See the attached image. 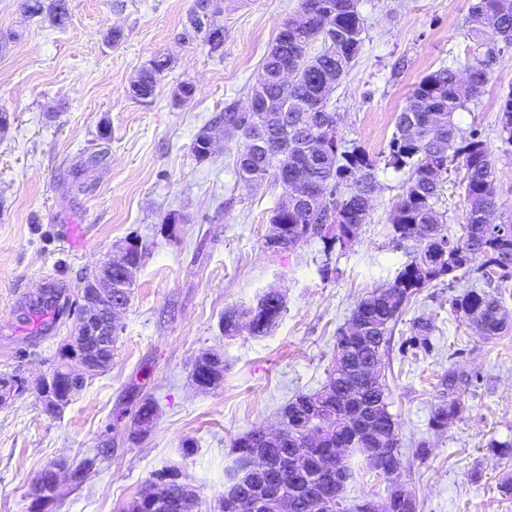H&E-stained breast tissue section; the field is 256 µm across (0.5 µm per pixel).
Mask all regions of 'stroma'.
I'll return each mask as SVG.
<instances>
[{"instance_id":"35a3bbf8","label":"stroma","mask_w":512,"mask_h":512,"mask_svg":"<svg viewBox=\"0 0 512 512\" xmlns=\"http://www.w3.org/2000/svg\"><path fill=\"white\" fill-rule=\"evenodd\" d=\"M301 0H224V47L210 52L177 35L193 0H69L63 29L31 18L19 0H0V30L19 37L0 46V379L23 393L0 402V512H33L29 487L55 462L98 456L81 488L60 483L53 512H121L163 469L178 471L202 512L224 493L232 444L255 429L277 428L296 395L319 390L336 355V337L370 292L387 287L406 261L388 235L389 214L406 173L384 156L395 117L420 79L465 59L473 0H360L364 42L334 89L348 147L375 161L378 189L370 215L347 251L321 240L288 250L267 246L269 218L282 185L239 182L236 135L225 132V105H248L262 60ZM120 28V45L105 39ZM171 60L153 97L129 93L139 70ZM193 98L174 100L182 83ZM512 87L505 49L480 99L457 112L461 136L478 132L497 159L496 200L512 214V146L498 134L503 90ZM109 139H102V128ZM209 128L213 151L196 159L192 143ZM460 165L445 174L437 207L459 231L465 202ZM135 241L142 264L121 318L111 367L87 380L59 413L45 412L36 385L76 324L82 279ZM57 288L64 305L46 338L23 307ZM280 290L285 311L267 335L225 336L229 310L255 307ZM455 291L434 282L404 306L384 357L389 410L399 433L402 489L418 512H512V457L494 442L512 438V331L487 339L451 312ZM434 326L419 337L415 324ZM215 352L224 378L203 392L191 381L195 359ZM468 381L455 394L449 369ZM158 417L140 439L128 436L144 398ZM455 399L447 428L435 409Z\"/></svg>"}]
</instances>
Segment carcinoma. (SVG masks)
<instances>
[{
  "mask_svg": "<svg viewBox=\"0 0 512 512\" xmlns=\"http://www.w3.org/2000/svg\"><path fill=\"white\" fill-rule=\"evenodd\" d=\"M359 0H301L296 15L279 30L262 61V82L252 86L249 106L240 111L235 105L224 107V124L240 132L241 141L234 156L239 181L248 187L259 186L271 177L286 189L312 197L306 209L296 212L272 210L270 223L285 225L282 241L275 249L286 250L301 242L320 238L327 249L346 251L356 240L360 225L367 222L377 190L375 162L365 153L342 146L340 118L328 109L324 77L336 73L340 81L362 48L365 22L358 9ZM21 8L55 28H65L71 20L68 0H21ZM224 13V0H217L206 27L184 29L183 39L201 40L217 51L224 46V26L217 17ZM468 38L474 42L473 54L465 61L442 64L425 75L409 94L395 118V132L388 145L385 165L407 171L404 192L390 217L391 242L403 248L407 262L398 269L389 287L360 300L355 314L366 321L364 337L349 353L342 349L345 331L338 332L337 352L325 386L328 398L323 411L307 415L300 403L320 398V393L301 394L284 406L294 412L288 422V441L261 444L248 433L232 444L234 462L254 452L280 458L297 451L294 433L309 430L321 434L316 446L306 449V474L302 477L297 512H323L309 503L319 485L309 477L326 469L335 448L353 444V424L362 413L361 404L349 398L354 376L349 365L372 361L382 364L403 306L416 292L436 282L453 285L481 262L486 287L468 288L450 301L452 312L472 323H485L484 338L499 336L508 322L491 317V305L504 307L502 288L512 279V224L502 221L494 196L486 187L497 179V166L488 144L474 135L465 138L454 122L455 113L478 99L499 63L493 47H485L482 37L491 32L501 43L512 47V0H475L470 7ZM169 66L166 58H156L143 67L131 86L135 98L153 96L160 75ZM289 68L293 83L283 89L280 72ZM499 137L512 145V88L501 95L498 116ZM288 133L307 142H321L313 157L304 149L270 152L260 140H272ZM460 162L465 169L462 191L466 210L460 235L448 232L446 215L437 207L440 175L448 166ZM267 311L251 310L224 313V334L233 336L254 320L265 334L278 323V312L285 304L273 295L263 298ZM253 318H248V315ZM200 367L209 370L217 388L224 377V363L215 354L201 355ZM390 392L378 380L364 402L377 412L375 429L359 440L353 455L388 480L400 470L398 427L389 411ZM156 404L143 400L135 411L130 435L146 433L155 417ZM453 400L437 408L432 425L444 428L454 418ZM278 474L272 470L261 476L243 475L235 491L224 498L222 512H248L247 502L260 484L277 490ZM172 496L165 512H199V499L173 483Z\"/></svg>",
  "mask_w": 512,
  "mask_h": 512,
  "instance_id": "obj_1",
  "label": "carcinoma"
}]
</instances>
